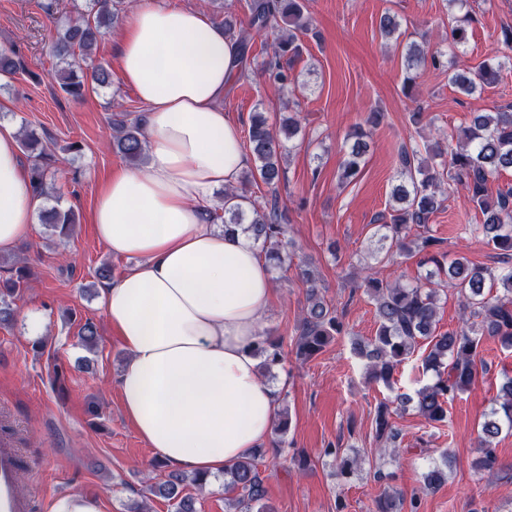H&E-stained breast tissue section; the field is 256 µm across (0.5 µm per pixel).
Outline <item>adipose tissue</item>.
<instances>
[{
  "label": "adipose tissue",
  "mask_w": 512,
  "mask_h": 512,
  "mask_svg": "<svg viewBox=\"0 0 512 512\" xmlns=\"http://www.w3.org/2000/svg\"><path fill=\"white\" fill-rule=\"evenodd\" d=\"M115 53L147 112L149 147L145 170L107 178L90 215L112 254L137 259L100 297L128 355L121 407L169 468L216 477L267 442L278 403L252 353L270 267L247 234L205 219L247 165L224 112L239 45L203 11L143 0ZM38 207L16 131L1 124L0 252L30 231Z\"/></svg>",
  "instance_id": "obj_1"
}]
</instances>
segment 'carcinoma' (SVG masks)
<instances>
[{
  "mask_svg": "<svg viewBox=\"0 0 512 512\" xmlns=\"http://www.w3.org/2000/svg\"><path fill=\"white\" fill-rule=\"evenodd\" d=\"M463 13L453 18L449 33L450 45L460 48L466 43V24L473 21L470 0H448ZM126 0H91L90 10L75 11L67 17L63 31L52 46L57 59L56 76L62 91L75 99L84 97L89 87L112 85V71L107 64L96 60L93 51L98 42L112 28L120 14L126 10ZM248 27L237 25L232 4L224 6V30L239 40L242 70L250 67L249 50L254 36L272 33L275 47L272 55L262 64V72L281 88L291 83V71L300 56L298 34L309 30V17L305 14L303 0H246ZM503 44L508 52L503 60H490L478 70L457 68L448 72V81L470 95L495 84L503 69V61L512 59V30L503 32ZM445 53L428 52L423 46L410 42L405 45L404 64L407 82H412L411 71L428 65L443 67ZM21 69L19 57L10 49L0 50V75L12 77ZM117 151L133 164L141 163L146 155L147 142L143 116L130 117L126 112L112 114L109 123ZM298 133V121L290 115L275 128L263 112L251 116L248 148L253 166L246 170L240 185L224 190L222 213L209 212V220L221 221L224 227L236 226L248 233L274 265L281 267L293 243L286 237L282 214L278 205V185L282 178L280 162L291 151L290 141ZM366 134L354 136L344 164L342 178L354 176L360 161L368 151ZM34 134L22 136L19 146L32 151L29 181L34 192L48 194L46 172L55 163V155L38 147ZM432 157L439 160L425 170L417 163V150L406 147L398 154L399 176L392 187L391 196L397 203L392 209L390 222L382 225L386 230L380 241L389 242L388 251L397 250L410 255L422 253L437 244L432 236H418L413 246L406 239L412 227H426L439 207L437 192L444 176L448 175L462 185L470 202L485 216L484 223L469 227L472 234H482L486 245L507 260H512V188L498 192L489 200L487 182L503 170L512 169V106L497 108L495 112H481L474 116L464 130L463 140L457 146L435 145ZM262 182L269 188L271 201L261 206L250 204L246 192L250 184ZM42 223L67 237L73 231L77 217L72 209L51 207L42 212ZM424 262L434 265L426 272L425 284L404 285L383 283L365 277L362 283L375 302L378 330L372 340L356 346L358 354L369 361V373L375 380L391 384L396 369L409 359L421 341H427L428 354L423 359L424 368L435 373L432 384L418 389L415 394L398 393L388 403L380 404L376 418V436L395 441L397 431L390 424V406L395 410L413 408L429 422H442L446 418L445 405L458 392L467 390L477 376V357L485 337L498 340L505 347H512V266L499 272L471 263L459 256L448 263L432 255ZM300 275L309 283L307 308L298 336L295 339L296 355L310 359L340 334L343 323L338 310L319 295L313 271L300 269ZM31 272L25 262L0 260V322L8 321L13 314V304L24 297L29 288ZM448 282L459 290L464 309L470 317L462 325L444 333H435L439 309L436 286ZM500 288L492 294L493 288ZM255 356L261 359L263 372L282 362V344L269 336L258 335L252 343ZM287 408L277 412L274 445L284 443L288 432ZM512 432V376L505 377L500 385L494 406L483 417L477 430L479 458L474 467L478 474L493 477L499 474L497 439L503 432ZM325 454L339 460L341 472L351 473L362 462L359 455L349 456L340 448H327ZM265 450L246 453L224 470V491L228 512H272L265 503L264 477L258 468ZM452 456L440 452V460L433 462L422 474V490L435 489L448 481ZM193 485H205L197 475L189 476L170 470L155 484H150L141 499L132 501L127 512H145L146 499L152 494L172 503L174 512H199L198 498L186 492ZM405 495L391 489L375 500L374 512H402Z\"/></svg>",
  "mask_w": 512,
  "mask_h": 512,
  "instance_id": "1",
  "label": "carcinoma"
}]
</instances>
